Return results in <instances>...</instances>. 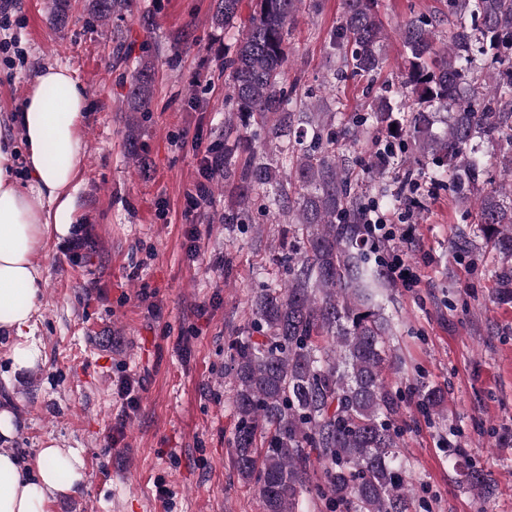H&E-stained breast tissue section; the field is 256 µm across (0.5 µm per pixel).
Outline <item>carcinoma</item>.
Returning a JSON list of instances; mask_svg holds the SVG:
<instances>
[{"label":"carcinoma","mask_w":512,"mask_h":512,"mask_svg":"<svg viewBox=\"0 0 512 512\" xmlns=\"http://www.w3.org/2000/svg\"><path fill=\"white\" fill-rule=\"evenodd\" d=\"M240 2L217 0L212 16L216 27L237 30L224 48L230 93L212 173L224 172L233 197L224 223H250L256 199L283 217L271 263L284 278L257 289L252 318L230 345L234 467L257 487L264 512H299L305 493L330 512H410L399 403L383 378L397 326L386 314L387 267L372 259L366 230L378 204L365 201L360 184H382L387 209L426 185L448 186L470 224L461 246L473 254L480 240L492 245L498 296L512 301V0H446L445 19L407 20L398 80L411 106L380 94L351 120L285 85L289 26L302 0H252L243 26ZM128 8L130 0L87 6L102 21ZM387 40L379 0H342L330 41L342 69L374 76ZM154 74L151 62L139 63L127 111H151ZM364 137L376 146L370 161L339 151L343 140ZM258 143L274 146L275 159L264 161ZM486 144L497 147L493 164ZM417 395L444 409L440 388L422 385ZM317 467L323 482L312 486Z\"/></svg>","instance_id":"cac0c4a2"}]
</instances>
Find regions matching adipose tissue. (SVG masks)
<instances>
[{
  "mask_svg": "<svg viewBox=\"0 0 512 512\" xmlns=\"http://www.w3.org/2000/svg\"><path fill=\"white\" fill-rule=\"evenodd\" d=\"M84 89L65 65H50L31 79L18 123L23 130L29 179L19 182L9 145L0 143V335L14 341V361L30 367L41 358L33 337L44 280L39 258L49 242L73 232L71 215L80 184ZM79 452L53 444L21 466L13 449L0 448V512H41L82 479ZM70 482H62V473Z\"/></svg>",
  "mask_w": 512,
  "mask_h": 512,
  "instance_id": "obj_1",
  "label": "adipose tissue"
}]
</instances>
